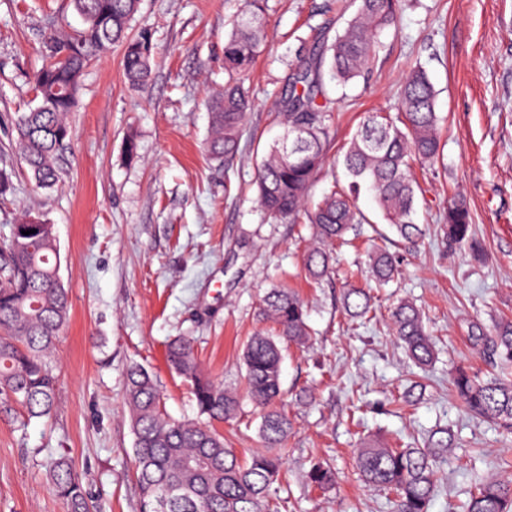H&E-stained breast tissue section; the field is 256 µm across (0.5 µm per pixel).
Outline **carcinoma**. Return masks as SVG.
I'll return each mask as SVG.
<instances>
[{
	"instance_id": "carcinoma-1",
	"label": "carcinoma",
	"mask_w": 512,
	"mask_h": 512,
	"mask_svg": "<svg viewBox=\"0 0 512 512\" xmlns=\"http://www.w3.org/2000/svg\"><path fill=\"white\" fill-rule=\"evenodd\" d=\"M140 0H69L81 17L80 28L65 31L53 22L41 30L44 64L33 75L37 106L16 120L15 147L40 188L61 180L57 158L70 141L67 120L87 67L111 45L123 48V68L129 83L138 87L150 79L152 46L130 34ZM356 7L346 29L334 41L312 54V65L292 76L282 93L285 134L270 146L256 178L258 201L276 222L297 223L305 215L321 246L303 257L306 274L320 280L330 273L333 248L346 244L347 234L364 218L356 209L362 187L374 191L383 218L406 240L422 236L415 223L420 186L414 168L435 165L441 156L437 93L424 69H412L403 81L396 116L372 112L364 117L343 155L348 185L334 184L321 199L308 205L311 187L332 148L328 125L335 101L324 74L343 85L361 76L377 48L379 32L391 21L399 0H350ZM263 0H248L247 9L234 14L224 39V89L210 98L211 134L206 143L211 161L231 160L238 152L245 120L253 106L245 76L261 52L265 39ZM448 245L467 243L473 258L481 246L472 237L466 201L455 195L446 215ZM57 244L53 225L14 224L0 245V410L22 408L23 419L51 414L59 374L53 346L69 317V296L56 279ZM370 273L377 285L393 281L394 257L378 249L370 255ZM344 308L354 319L367 317L373 296L350 288ZM262 314L275 325V334H257L244 348L248 397L259 409L258 434L263 450L241 458L224 442L216 422L236 417L237 394L202 372L193 341L172 339L166 349L169 368L189 386L199 419L170 418L162 405L157 381L144 366L133 363L126 371L125 403L135 437L133 461L139 488V512H269L271 491L280 476L282 447L292 422L281 409V366L284 348L304 347L310 330L302 300L290 288H272L263 297ZM393 331L409 357L421 367L432 364L434 344L422 316L403 300L392 311ZM476 328L472 338L512 367V321L494 325L484 336ZM457 397L473 417L487 419L512 431V380L500 376L479 379L466 371L453 378ZM455 449L452 435L432 432L423 447L385 448L374 444L358 449L356 463L363 480L391 492L396 512H429L436 490L437 465ZM53 493L67 512H92V496L68 457L50 456L44 463ZM309 483L331 488L334 470L314 464ZM464 512H512V481L487 478L470 493Z\"/></svg>"
}]
</instances>
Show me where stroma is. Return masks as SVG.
<instances>
[{
    "label": "stroma",
    "mask_w": 512,
    "mask_h": 512,
    "mask_svg": "<svg viewBox=\"0 0 512 512\" xmlns=\"http://www.w3.org/2000/svg\"><path fill=\"white\" fill-rule=\"evenodd\" d=\"M243 2L141 0L131 33L154 44L150 81L129 86L117 46L91 64L69 114L62 181L44 189L15 155L14 122L34 105L39 27L52 18L70 29L81 20L69 0H0V170L11 176L0 194V241L26 213L54 224L70 300L56 343L60 384L51 416L23 425L0 415V512H66L42 466L58 454L83 475L95 512H138L123 401L127 365L157 375L168 415L196 419L186 384L165 364L167 342L190 337L203 370L244 393L243 347L257 331H271L261 300L280 285L302 299L313 336L308 347L285 351L281 382L293 430L282 450L276 512H394L388 495L360 479L358 448L420 442L439 428L451 430L457 451L438 471L430 512H463L476 482L512 478V433L468 415L452 387L457 369H492L469 337L472 325L488 332L512 318V0H402L365 74L329 85L334 141L311 201L343 178V153L364 116L393 108L417 64L437 91L444 159L417 173L419 239H402L373 194L361 190L366 221L356 245L341 248L333 272L319 281L302 264L312 229L268 219L251 183L283 132L289 76L306 48L334 37L345 19L336 0H266L268 40L251 74L257 99L240 151L229 163L212 162L204 101L224 85L227 21ZM130 133L139 145L133 162L123 152ZM454 192L470 208L482 262L467 247L448 248L441 216ZM371 243L399 262V277L382 288L367 272ZM350 284L374 297L366 325L345 312ZM403 299L420 309L436 345L425 372L393 336L391 312ZM258 423L247 402L240 419L219 429L247 457L262 446ZM323 460L336 469L326 492L307 481Z\"/></svg>",
    "instance_id": "obj_1"
}]
</instances>
